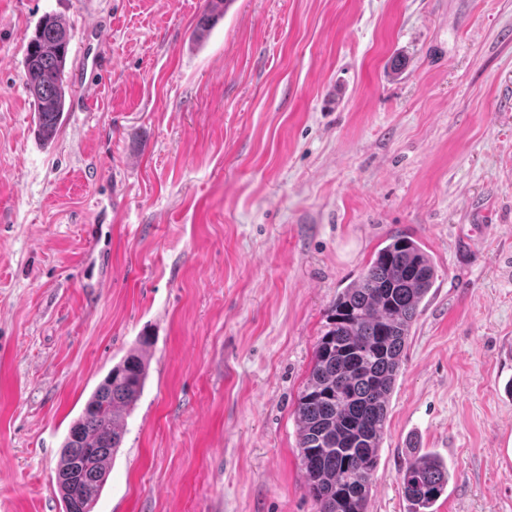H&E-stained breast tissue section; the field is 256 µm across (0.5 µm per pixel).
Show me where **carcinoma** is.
<instances>
[{"mask_svg": "<svg viewBox=\"0 0 512 512\" xmlns=\"http://www.w3.org/2000/svg\"><path fill=\"white\" fill-rule=\"evenodd\" d=\"M232 2L210 0L194 35L203 37ZM71 40L66 23L46 15L25 45L24 79L34 99L36 134L44 142L54 138L65 112ZM435 278V265L422 246L395 234L361 277L336 296L295 408L298 447L318 512H367L389 397L411 326ZM148 376L142 350H130L70 425L55 477L65 512H93L121 448L125 418ZM450 478L438 456L412 451L401 479L406 512H434Z\"/></svg>", "mask_w": 512, "mask_h": 512, "instance_id": "obj_1", "label": "carcinoma"}]
</instances>
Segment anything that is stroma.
Wrapping results in <instances>:
<instances>
[{
    "label": "stroma",
    "mask_w": 512,
    "mask_h": 512,
    "mask_svg": "<svg viewBox=\"0 0 512 512\" xmlns=\"http://www.w3.org/2000/svg\"><path fill=\"white\" fill-rule=\"evenodd\" d=\"M0 0V512L55 471L107 372L149 377L94 512H317L294 411L337 295L394 233L436 279L367 512H512V0ZM73 33L35 133L24 50ZM109 61L85 91L84 54ZM209 2V10L199 18L195 27L194 35L197 38L203 37L217 18L227 12L233 0H210ZM412 449L401 479L406 512H434L437 500L447 491L451 474L448 465L438 456L417 454Z\"/></svg>",
    "instance_id": "obj_1"
}]
</instances>
